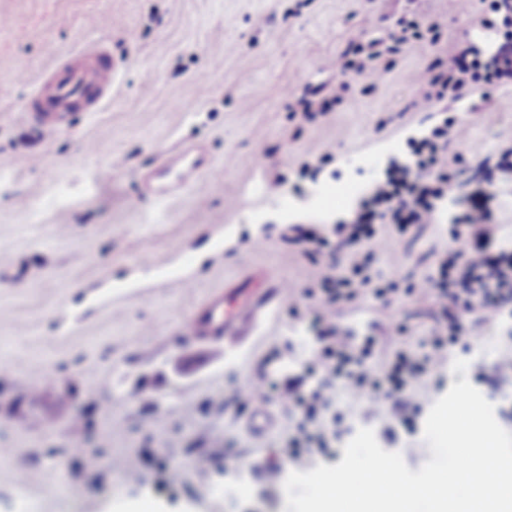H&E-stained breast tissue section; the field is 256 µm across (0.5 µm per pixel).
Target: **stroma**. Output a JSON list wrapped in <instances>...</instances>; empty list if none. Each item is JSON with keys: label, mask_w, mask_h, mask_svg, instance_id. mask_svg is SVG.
Instances as JSON below:
<instances>
[{"label": "stroma", "mask_w": 512, "mask_h": 512, "mask_svg": "<svg viewBox=\"0 0 512 512\" xmlns=\"http://www.w3.org/2000/svg\"><path fill=\"white\" fill-rule=\"evenodd\" d=\"M487 14L486 0L467 15L457 0H0L12 21L0 28V309L10 313L0 320V512H137L144 501L150 512H285L283 483L261 479L254 462L294 471L284 450L295 420L278 411L272 429L253 433L235 391L264 376L316 385L307 366L321 345L296 343L309 324L288 308L309 305L320 271L349 273L352 258L348 249L312 258L288 238L297 225L333 230L304 203L317 182L370 187L382 170L354 160L390 146L407 159L409 140L428 131L413 108L418 72L475 37ZM413 17L436 24L438 42L383 54L376 87L327 68L350 41L386 40ZM86 41L103 43L121 69L112 96L41 137L23 115L30 90ZM315 91L341 100L309 120L301 102ZM472 102L480 110L470 115ZM434 109L467 125L447 210L485 191L498 227L486 246L502 249L512 174L485 182L476 167L512 146V87L487 98L467 87ZM177 145L202 147L212 172L171 199L145 193L141 174ZM110 165L112 178L99 180ZM449 244L444 222L411 245L381 229L372 273L421 279ZM249 276L287 282L294 295L242 343L185 340L194 307ZM432 307L396 296L398 349L428 351L441 332ZM333 399L345 424L373 429L411 470L430 459L422 433L387 438L388 409L372 411L344 387ZM126 458L138 481L115 468ZM24 470L37 481L20 483Z\"/></svg>", "instance_id": "35a3bbf8"}]
</instances>
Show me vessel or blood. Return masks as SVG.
Returning <instances> with one entry per match:
<instances>
[{
    "label": "vessel or blood",
    "instance_id": "1",
    "mask_svg": "<svg viewBox=\"0 0 512 512\" xmlns=\"http://www.w3.org/2000/svg\"><path fill=\"white\" fill-rule=\"evenodd\" d=\"M117 73L102 45L63 55L49 72L48 91L35 95L28 103L30 125L48 136L58 130L69 113L98 111L110 98ZM204 163L198 148L166 150L154 168L143 174L142 182L153 196L172 198L196 182ZM286 293V285L279 282L250 298L225 291L202 304L187 321L185 330L193 339L221 336L228 341L238 340L242 327L277 307Z\"/></svg>",
    "mask_w": 512,
    "mask_h": 512
}]
</instances>
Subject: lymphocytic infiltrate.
Returning a JSON list of instances; mask_svg holds the SVG:
<instances>
[{
    "instance_id": "f902f5d3",
    "label": "lymphocytic infiltrate",
    "mask_w": 512,
    "mask_h": 512,
    "mask_svg": "<svg viewBox=\"0 0 512 512\" xmlns=\"http://www.w3.org/2000/svg\"><path fill=\"white\" fill-rule=\"evenodd\" d=\"M492 7L501 13L504 27L493 48L486 53L476 49L456 50L449 52L447 58H435L420 75L424 90L415 103L417 111L427 113L436 101L458 98L461 88L469 83L488 89L512 86V0H494ZM422 37L419 24L410 22L393 35L387 50H380L374 41L353 42L332 66L340 73L352 72L375 84L382 75L376 65L382 53H398L403 44ZM455 126V121L449 120L434 127L430 135L416 142L412 163L395 162L389 166L384 178L358 203L353 221L341 225L339 248L372 240L376 234L374 225L379 221L395 226L399 232H410L415 239L435 223L440 204L453 181L445 147L449 131ZM488 219L487 210L478 204L452 216L455 237H469V245L441 255L435 270L416 283L421 295L432 297L437 324L447 327L452 336L461 329L459 308L477 311L478 321L484 326L500 323L505 312L512 310V252L503 250L492 256L484 251L481 238L486 233ZM373 257L369 251L357 258L352 275L332 271L321 278V295L311 314L317 337L324 346L323 382L306 394L301 380L292 379L277 392L285 411L302 414V422L288 448V455L296 465L311 464L315 448L326 447L328 438L337 434L332 425L320 427L315 434L309 431L310 425H318L321 410L330 406L335 380H343L354 392L367 394L372 407L391 402L396 421L409 428L413 425L410 413L416 395L414 382L427 371L442 369L445 364L443 342L436 337L430 342V352L422 358L415 359L398 350L392 359L366 367L354 341L338 326L336 318L346 304L372 286L369 268Z\"/></svg>"
}]
</instances>
